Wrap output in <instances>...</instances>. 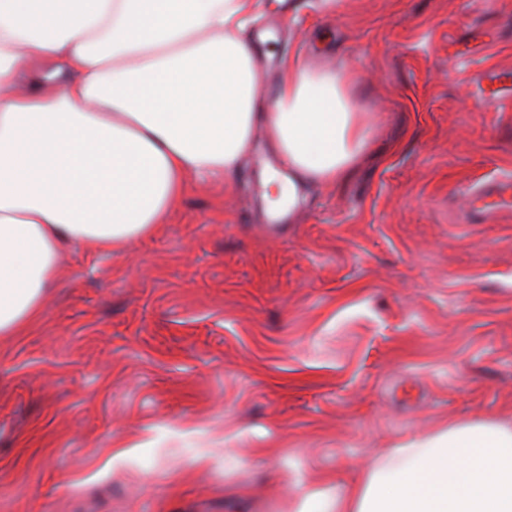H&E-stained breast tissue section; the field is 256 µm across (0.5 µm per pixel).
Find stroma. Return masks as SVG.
Returning a JSON list of instances; mask_svg holds the SVG:
<instances>
[{"mask_svg":"<svg viewBox=\"0 0 512 512\" xmlns=\"http://www.w3.org/2000/svg\"><path fill=\"white\" fill-rule=\"evenodd\" d=\"M283 57L345 68L377 120L344 185L268 219L259 149L161 231L67 253L0 336V512H299L349 467L512 425V0H265ZM509 192V199L506 192ZM488 199H491L488 201ZM481 203L478 205V203ZM502 209H512V181L491 182L485 185L472 200L468 208L469 223L479 224Z\"/></svg>","mask_w":512,"mask_h":512,"instance_id":"1","label":"stroma"}]
</instances>
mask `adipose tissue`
Instances as JSON below:
<instances>
[{"label":"adipose tissue","mask_w":512,"mask_h":512,"mask_svg":"<svg viewBox=\"0 0 512 512\" xmlns=\"http://www.w3.org/2000/svg\"><path fill=\"white\" fill-rule=\"evenodd\" d=\"M263 0H0V335L41 315L66 251L121 249L188 188L234 177L263 130L262 184L296 206L363 164L354 72L300 57L261 85ZM302 512H512V425L459 421Z\"/></svg>","instance_id":"obj_1"}]
</instances>
